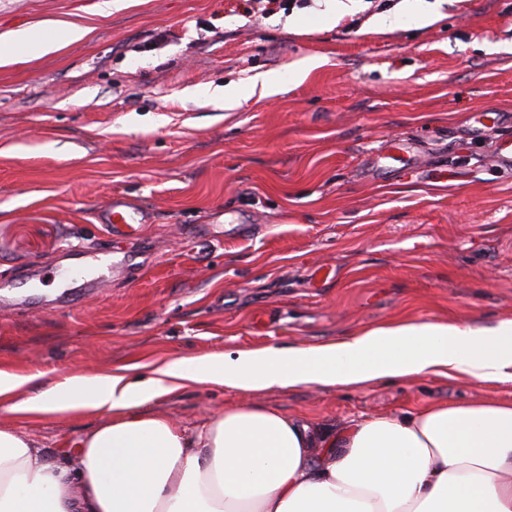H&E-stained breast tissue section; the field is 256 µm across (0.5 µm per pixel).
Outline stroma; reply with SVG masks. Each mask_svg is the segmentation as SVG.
<instances>
[{"label":"stroma","mask_w":512,"mask_h":512,"mask_svg":"<svg viewBox=\"0 0 512 512\" xmlns=\"http://www.w3.org/2000/svg\"><path fill=\"white\" fill-rule=\"evenodd\" d=\"M98 3L0 0V35L50 19L90 30L0 67V369L50 386L314 346L399 318L512 320V165L493 161V134L471 121L495 112L512 133V0H396L381 15L315 0L266 16L243 0H129L108 16ZM163 26L174 36L159 48ZM266 72L281 88L234 110L201 95ZM395 135L415 142L419 166H368ZM116 194L146 218L127 240L97 220ZM69 244L130 270L56 304ZM491 397L512 401V381L421 374L252 401L340 427ZM239 400L189 383L145 408L193 420ZM111 418L28 419L0 401V428L59 461Z\"/></svg>","instance_id":"35a3bbf8"}]
</instances>
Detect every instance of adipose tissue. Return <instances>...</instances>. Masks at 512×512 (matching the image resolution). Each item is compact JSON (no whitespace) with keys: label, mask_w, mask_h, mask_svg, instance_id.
I'll use <instances>...</instances> for the list:
<instances>
[{"label":"adipose tissue","mask_w":512,"mask_h":512,"mask_svg":"<svg viewBox=\"0 0 512 512\" xmlns=\"http://www.w3.org/2000/svg\"><path fill=\"white\" fill-rule=\"evenodd\" d=\"M88 33L69 20L11 32L0 65ZM511 367L512 320L493 329L402 321L318 346L178 359L146 380L68 376L18 410H105L112 419L79 439L70 478L33 439L0 428V512H512V402L426 405L329 429L251 400L275 387L358 388L419 374L504 382ZM182 381L241 400L189 424L144 411Z\"/></svg>","instance_id":"obj_1"}]
</instances>
